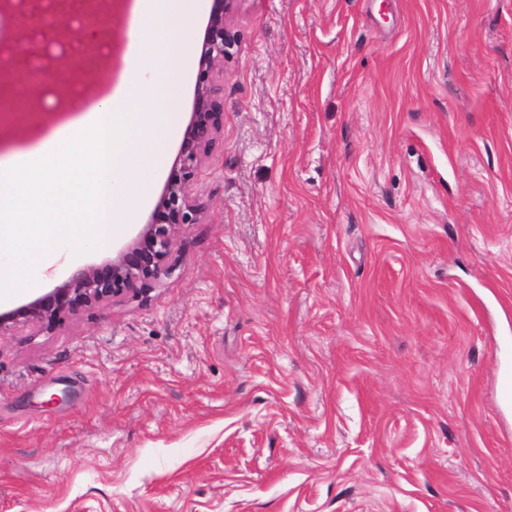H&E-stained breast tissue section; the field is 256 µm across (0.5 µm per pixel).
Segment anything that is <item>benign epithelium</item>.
I'll list each match as a JSON object with an SVG mask.
<instances>
[{
	"instance_id": "benign-epithelium-1",
	"label": "benign epithelium",
	"mask_w": 512,
	"mask_h": 512,
	"mask_svg": "<svg viewBox=\"0 0 512 512\" xmlns=\"http://www.w3.org/2000/svg\"><path fill=\"white\" fill-rule=\"evenodd\" d=\"M238 0H213L202 39L198 77L190 119L178 155L148 222L113 259L88 264L73 271L61 284L6 312L0 311V335H9L23 324L53 331L79 313L129 295L149 297L160 279L169 274V256L178 230L199 224L203 207L191 195L203 158L224 128V101L217 82L224 72V58L234 42L228 19ZM74 23L67 10L58 11L50 26L61 43Z\"/></svg>"
}]
</instances>
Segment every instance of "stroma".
<instances>
[{"mask_svg": "<svg viewBox=\"0 0 512 512\" xmlns=\"http://www.w3.org/2000/svg\"><path fill=\"white\" fill-rule=\"evenodd\" d=\"M230 29L172 273L0 336V512H512V0H239ZM0 42L37 49L9 7ZM8 88L0 160L60 122Z\"/></svg>", "mask_w": 512, "mask_h": 512, "instance_id": "obj_1", "label": "stroma"}]
</instances>
